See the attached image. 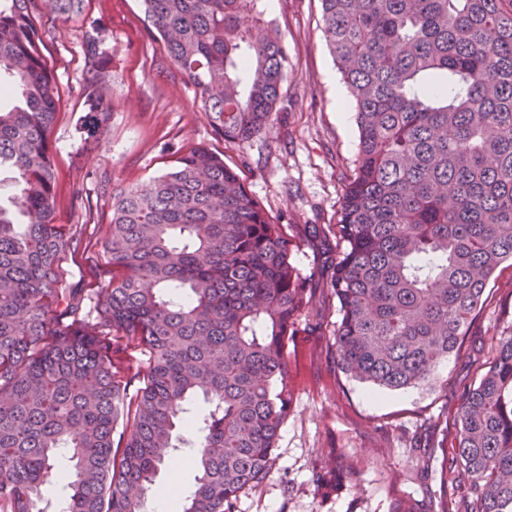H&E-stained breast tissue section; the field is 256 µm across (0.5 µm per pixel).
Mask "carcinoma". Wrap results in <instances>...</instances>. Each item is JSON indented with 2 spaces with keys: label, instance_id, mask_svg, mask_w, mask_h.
Instances as JSON below:
<instances>
[{
  "label": "carcinoma",
  "instance_id": "cac0c4a2",
  "mask_svg": "<svg viewBox=\"0 0 512 512\" xmlns=\"http://www.w3.org/2000/svg\"><path fill=\"white\" fill-rule=\"evenodd\" d=\"M82 0H0V512H145L187 446L181 512H236L268 480L293 400L288 344L312 304L284 225L206 146L112 192L99 316L64 282L54 223L55 79L39 18ZM169 57L227 143L267 127L288 46L260 0H142ZM323 35L354 105L359 152L341 207L330 287L347 378L380 391L438 382L512 262V0H321ZM102 26L85 32L83 148L107 121ZM456 407L452 472L466 512H512V333ZM147 356L129 397L113 355ZM209 404L199 418L186 404ZM122 431H117V428ZM119 438H114V435ZM65 456L66 470L56 462ZM71 493L54 504L57 476ZM343 458L313 474L329 497Z\"/></svg>",
  "mask_w": 512,
  "mask_h": 512
}]
</instances>
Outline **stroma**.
Wrapping results in <instances>:
<instances>
[{"label":"stroma","instance_id":"obj_1","mask_svg":"<svg viewBox=\"0 0 512 512\" xmlns=\"http://www.w3.org/2000/svg\"><path fill=\"white\" fill-rule=\"evenodd\" d=\"M265 17L288 45L287 77L269 128L225 143L170 61L141 0H83L81 13L41 20L43 53L56 78L58 117L51 131L57 176L55 214L70 236L67 284L82 289L96 314L112 267L103 245L111 231L112 192L161 173L176 152L204 145L221 154L294 244L293 263L316 294L307 314L316 332L288 345L294 398L272 476L241 494L236 512H397L416 499L424 512H464L456 480L442 482L452 457L451 412L494 358L496 337L512 331V268L496 272L486 303L460 354L440 368L437 386L372 393L336 367L332 336L339 304L325 282L337 254L336 224L359 134L353 106L322 33L320 0H262ZM104 25L111 58L110 117L98 146L81 153L86 113L82 77L90 67L83 37ZM346 457L354 477L320 499L312 482L329 451Z\"/></svg>","mask_w":512,"mask_h":512}]
</instances>
